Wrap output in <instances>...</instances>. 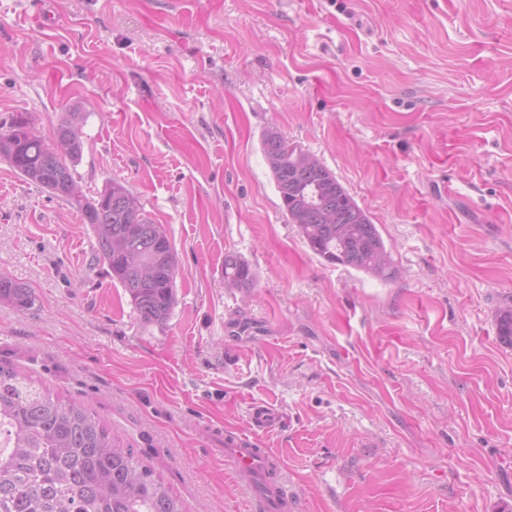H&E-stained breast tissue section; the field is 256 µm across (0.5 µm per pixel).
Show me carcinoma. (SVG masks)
Instances as JSON below:
<instances>
[{"instance_id": "obj_1", "label": "carcinoma", "mask_w": 512, "mask_h": 512, "mask_svg": "<svg viewBox=\"0 0 512 512\" xmlns=\"http://www.w3.org/2000/svg\"><path fill=\"white\" fill-rule=\"evenodd\" d=\"M56 146L20 116L0 133V156L28 183L77 210L97 241L96 258L128 294L141 320L163 325L176 304L178 261L162 225L113 181L96 195L74 192L82 142L70 122ZM261 152L289 221L311 251L329 264L381 279L394 276L390 253L371 217L321 161L298 162L296 146L269 129ZM224 282L254 287L255 272L234 254L224 258ZM31 291L0 275V303L24 308ZM498 335L512 344V309L501 312ZM0 512H186L133 449L92 411L67 404L29 377L0 367Z\"/></svg>"}]
</instances>
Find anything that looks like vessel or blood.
I'll return each mask as SVG.
<instances>
[{
    "label": "vessel or blood",
    "mask_w": 512,
    "mask_h": 512,
    "mask_svg": "<svg viewBox=\"0 0 512 512\" xmlns=\"http://www.w3.org/2000/svg\"><path fill=\"white\" fill-rule=\"evenodd\" d=\"M250 432L224 430V460L244 481H260L256 494V512H300L297 499L289 492L279 468V458L261 445L266 432L279 428L281 417L266 406L251 407Z\"/></svg>",
    "instance_id": "b4317fda"
}]
</instances>
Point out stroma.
Instances as JSON below:
<instances>
[{
    "mask_svg": "<svg viewBox=\"0 0 512 512\" xmlns=\"http://www.w3.org/2000/svg\"><path fill=\"white\" fill-rule=\"evenodd\" d=\"M19 116L74 121L82 192L122 182L163 225L177 303L145 325L78 212L0 158V275L34 296L0 303L1 367L96 413L188 512H254L224 428L255 404L285 418L265 442L301 512L512 507V0H0ZM269 129L369 214L392 279L309 249ZM224 282L231 288L248 291L254 287L255 272L246 261L228 254L224 258Z\"/></svg>",
    "mask_w": 512,
    "mask_h": 512,
    "instance_id": "35a3bbf8",
    "label": "stroma"
}]
</instances>
